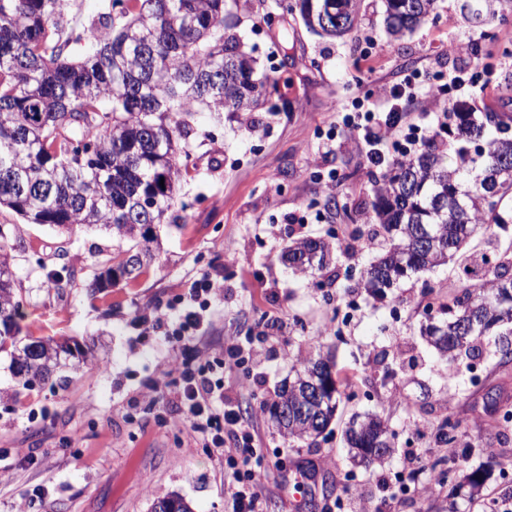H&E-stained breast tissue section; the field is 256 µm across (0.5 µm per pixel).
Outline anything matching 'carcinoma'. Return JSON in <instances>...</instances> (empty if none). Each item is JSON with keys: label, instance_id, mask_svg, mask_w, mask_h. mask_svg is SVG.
<instances>
[{"label": "carcinoma", "instance_id": "cac0c4a2", "mask_svg": "<svg viewBox=\"0 0 512 512\" xmlns=\"http://www.w3.org/2000/svg\"><path fill=\"white\" fill-rule=\"evenodd\" d=\"M60 0H0V207L28 224L66 232L102 227L112 234L116 265L137 279L155 261L156 235L147 224H175L177 186L189 173L197 131L194 114L250 116L267 101L269 82L256 59L228 33L234 23L226 0H112L121 20L103 16L104 34H64ZM362 0H291L285 9L309 17L325 14L331 27L351 32ZM435 0H383L384 25L397 40L426 24ZM500 0H463L461 15L489 26ZM448 135L460 145L455 158L434 141L395 162L372 180L378 234L388 247L364 271V288L383 295L404 278L460 260V291L440 296L427 309L443 320L423 333L437 337L440 353L454 358L475 349V340L505 326L512 335V258L488 247L485 260L470 248L477 231L487 239L512 224V114L474 112L464 105L448 113ZM497 186L487 200L488 182ZM19 225L0 224V352L10 355L14 378L26 389L59 369L45 336H24L23 299L14 288L10 235ZM434 237L424 247L425 235ZM333 245L302 238L286 249L288 266L323 268ZM473 327L453 329L462 315ZM340 382L323 359L301 363L297 379L270 404L286 416L275 422L292 438L316 440L336 417L340 398L302 414L303 381ZM387 427L379 416L361 430L345 431L347 445L374 462ZM153 512H193L176 494L159 497Z\"/></svg>", "mask_w": 512, "mask_h": 512}]
</instances>
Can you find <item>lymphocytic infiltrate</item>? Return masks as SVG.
Masks as SVG:
<instances>
[{
	"label": "lymphocytic infiltrate",
	"instance_id": "1",
	"mask_svg": "<svg viewBox=\"0 0 512 512\" xmlns=\"http://www.w3.org/2000/svg\"><path fill=\"white\" fill-rule=\"evenodd\" d=\"M433 97L432 87L422 86L415 76L406 75L400 82L378 85L368 95L371 109L345 116L344 125L352 140H363L368 162L375 167L390 163L391 157L382 145L400 128L405 101L417 93ZM214 282L209 274L196 279L185 299L183 314L171 318L158 315L156 327L175 325L180 339H191L203 321L200 312L209 308ZM159 397H173L195 438V444L224 462V493L233 503L234 512H263L266 459L257 448V438L245 425L238 412L224 400V380L217 377L210 360L184 357L175 361L166 380L155 387ZM428 468L427 456L418 449H406L402 469L395 475L381 472L375 476L378 493L375 512H389L398 493L421 494L426 490L419 477Z\"/></svg>",
	"mask_w": 512,
	"mask_h": 512
}]
</instances>
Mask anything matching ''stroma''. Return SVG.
Instances as JSON below:
<instances>
[{
	"mask_svg": "<svg viewBox=\"0 0 512 512\" xmlns=\"http://www.w3.org/2000/svg\"><path fill=\"white\" fill-rule=\"evenodd\" d=\"M492 27L463 22L458 0H436L435 18L397 41L388 40L382 0H364L359 28L330 42L310 32L281 0H239L236 31L270 79L274 112L253 122L225 114L220 125L199 118L193 143L196 170L179 188L184 226H161L155 264L137 280L91 292L94 270L112 257V240L100 230L71 238L39 224H20L8 209L0 224H19L22 245L11 252L21 290L23 330L32 336L96 344V360L69 361L68 381L52 379L19 390L0 355V512L40 491L35 512H152L154 501L175 492L194 512H232L224 496V464L196 447L171 400V420L159 427L141 400L168 372L182 347L144 318L176 306L193 280L218 271L223 287L210 310L211 324L191 342L193 352L219 358L230 340L257 335L264 318L282 323L271 332L268 354L250 374L224 372V399L254 427L266 450L265 512H321L324 500L344 494L351 480L375 468L400 469L402 451L425 448L450 481L432 480L419 497L398 499L396 512H487L491 499L512 494V421L486 406L484 393L512 396V362L500 363L497 339L478 342V356L451 361L420 334L431 294H456V262L419 272L376 298L361 288V274L380 250L345 239L335 268L316 274L285 265L286 246L303 237H329L338 229L367 234L365 208L374 175L361 147L350 141L336 108L363 95L362 72L395 83L418 72L424 81L468 64L450 54L453 44L479 41L477 64L492 87L466 97L441 95L432 111L466 101L475 111L512 113V0H502ZM335 148H325L327 136ZM335 172L337 208L326 206L322 178ZM320 212L314 224L294 223L301 212ZM68 268L64 288L48 283L50 270ZM332 355L343 399L332 433L315 445L281 434L263 400L292 379L303 360ZM380 416L395 448L381 465L353 461L342 432L352 415ZM458 424L455 446L468 455L457 466L435 435L442 419ZM487 478L473 493L466 476ZM311 479L305 501L294 498L296 476Z\"/></svg>",
	"mask_w": 512,
	"mask_h": 512,
	"instance_id": "35a3bbf8",
	"label": "stroma"
}]
</instances>
